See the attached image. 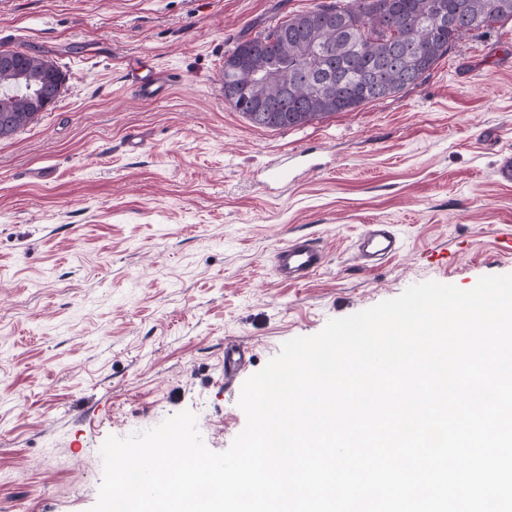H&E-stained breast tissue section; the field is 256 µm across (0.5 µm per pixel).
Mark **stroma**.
<instances>
[{
	"label": "stroma",
	"mask_w": 512,
	"mask_h": 512,
	"mask_svg": "<svg viewBox=\"0 0 512 512\" xmlns=\"http://www.w3.org/2000/svg\"><path fill=\"white\" fill-rule=\"evenodd\" d=\"M319 2L0 0V50L66 75L51 111L0 139V512H90L106 437L184 410L225 451L244 382L287 340L417 283L512 273V21L396 97L253 127L224 99L225 52ZM140 63L161 100L132 92ZM370 224L399 238L376 263L356 257ZM299 236L325 264L282 280L271 258ZM230 344L245 364L228 385Z\"/></svg>",
	"instance_id": "1"
}]
</instances>
